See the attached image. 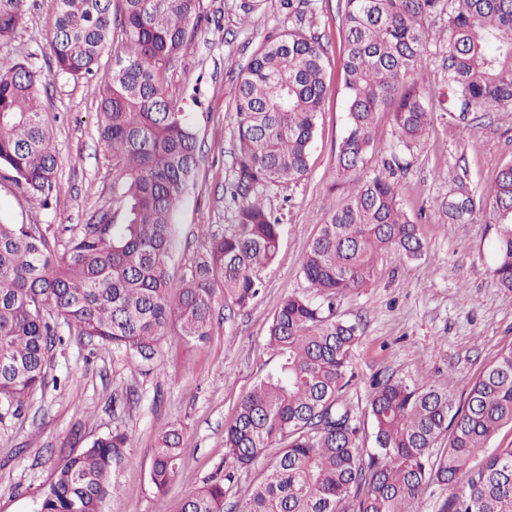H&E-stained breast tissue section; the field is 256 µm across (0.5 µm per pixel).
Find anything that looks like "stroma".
I'll list each match as a JSON object with an SVG mask.
<instances>
[{
	"mask_svg": "<svg viewBox=\"0 0 512 512\" xmlns=\"http://www.w3.org/2000/svg\"><path fill=\"white\" fill-rule=\"evenodd\" d=\"M258 0L243 14L242 0H202L203 17L186 49L168 66L165 90L186 99L201 155L195 182L178 209L170 267H185L199 250L202 232L223 233L234 221L224 187L235 176L238 117L233 95L243 67L268 37L301 26L327 50L326 97L311 146L308 169L299 180L269 187L262 195L280 219V256L256 270L262 284L244 310L215 317L207 343L190 348L175 335L162 341L154 369L113 355L60 325L48 384L18 413L0 415V512H37L40 493L70 453L121 426L128 429L136 457L119 475V489L105 512H178L186 491L223 478L224 425L258 377L277 365L267 346V327L288 295L305 292V254L330 211L349 192L336 175V152L346 114L338 60L344 0ZM53 0H24L21 27L4 49L28 58L47 78L42 92L59 151L56 189L43 205L9 180L0 179V212L11 221L36 224L48 233L79 227L99 212L125 221L120 192L112 185V158L97 129L98 104L124 47H105L94 74L55 75L46 20ZM447 16L436 17L423 49L419 91L436 117L429 135L404 151L400 198L421 225L424 256L416 261H380L369 287L337 296L338 318L358 324L354 378L346 391L358 415L359 439L370 446L365 411L374 378L392 375L426 382L462 397L480 370L512 344V292L491 273L497 226L488 215L457 223L438 205L448 194L480 197L499 170L512 162V112L489 107L465 120L439 117L448 90L443 67ZM182 430V466L166 495L155 494L149 470L152 450L164 428Z\"/></svg>",
	"mask_w": 512,
	"mask_h": 512,
	"instance_id": "35a3bbf8",
	"label": "stroma"
}]
</instances>
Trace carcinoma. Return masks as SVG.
I'll return each instance as SVG.
<instances>
[{"label":"carcinoma","instance_id":"obj_1","mask_svg":"<svg viewBox=\"0 0 512 512\" xmlns=\"http://www.w3.org/2000/svg\"><path fill=\"white\" fill-rule=\"evenodd\" d=\"M23 2L0 0V43L19 27ZM200 8L201 0H54L48 31L55 75L89 74L115 32L125 40L99 104L98 132L128 213L126 223L114 224L104 212L67 238L0 216V407L7 412L44 387L60 341L57 320L147 374L165 336L204 342L217 308L248 306L259 294L253 271L278 257L281 224L258 188L305 174L325 98L326 51L300 26L262 43L234 89L238 168L226 191L235 223L205 237L180 274L169 270L173 219L199 147L184 107L166 95L164 73L194 35ZM441 14L448 15V111L494 105L512 112V0H345L346 131L336 168L352 186L302 264L310 288L329 302L369 284L378 259L424 254L420 225L399 203V160L365 179L358 170L381 113L391 115L406 149L428 135L433 114L417 86L430 21ZM46 84L27 61L0 56V176L45 205L58 167L40 101ZM486 199L498 224L491 273L512 291V163ZM441 207L461 222L483 210V200L453 194ZM266 338L278 367L253 383L224 426V461L242 471L268 448L279 452L257 480L236 490L234 512H420L432 485L448 490L434 512H512V444L488 451L512 426V345L459 401L435 385L376 379L367 411L373 447L362 448L345 399L358 325L292 294ZM182 459L181 430L165 428L149 471L157 493H167ZM134 462L127 431L112 430L56 468L38 512H104L120 472ZM230 481L228 474L188 491L180 512H224Z\"/></svg>","mask_w":512,"mask_h":512}]
</instances>
